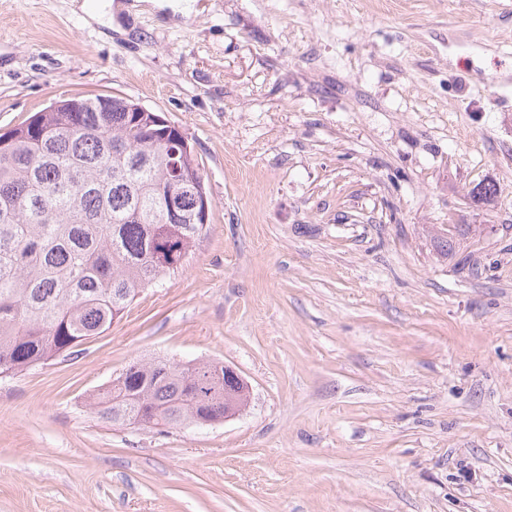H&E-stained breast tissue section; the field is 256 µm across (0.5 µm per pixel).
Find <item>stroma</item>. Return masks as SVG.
<instances>
[{"label":"stroma","mask_w":512,"mask_h":512,"mask_svg":"<svg viewBox=\"0 0 512 512\" xmlns=\"http://www.w3.org/2000/svg\"><path fill=\"white\" fill-rule=\"evenodd\" d=\"M81 2L0 0V134L132 100L210 222L107 332L0 377V512H512V0ZM139 359L223 363L249 402L102 423Z\"/></svg>","instance_id":"stroma-1"}]
</instances>
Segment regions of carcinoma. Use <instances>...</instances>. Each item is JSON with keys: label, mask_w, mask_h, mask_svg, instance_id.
<instances>
[{"label": "carcinoma", "mask_w": 512, "mask_h": 512, "mask_svg": "<svg viewBox=\"0 0 512 512\" xmlns=\"http://www.w3.org/2000/svg\"><path fill=\"white\" fill-rule=\"evenodd\" d=\"M154 116L117 96L73 97L0 134V374L70 355L108 330L203 235L191 199L171 197L176 162L200 184L193 149L155 139ZM210 366L138 360L88 406L113 426L222 418Z\"/></svg>", "instance_id": "1"}]
</instances>
